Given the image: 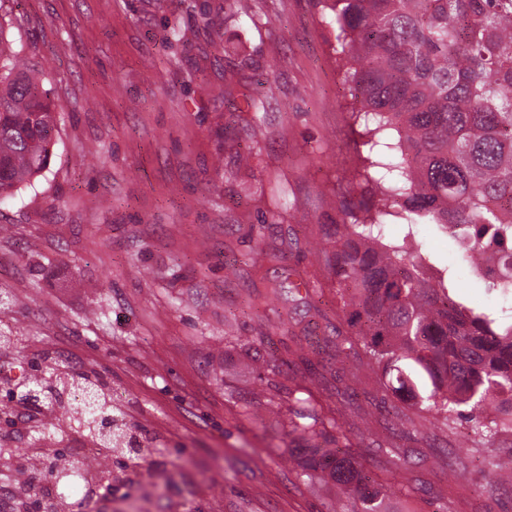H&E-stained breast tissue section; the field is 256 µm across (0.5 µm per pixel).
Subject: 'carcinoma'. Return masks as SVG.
Returning a JSON list of instances; mask_svg holds the SVG:
<instances>
[{
	"mask_svg": "<svg viewBox=\"0 0 512 512\" xmlns=\"http://www.w3.org/2000/svg\"><path fill=\"white\" fill-rule=\"evenodd\" d=\"M333 13L336 53L360 109L350 113L368 147L358 183L370 204L333 225L329 258L336 354L366 360L381 387L450 427L472 422L471 443L512 432V307L475 310L427 275L414 229L435 226L487 290L512 301V0H320ZM23 40L0 24V197L36 181L53 155L56 108L26 65ZM397 133L392 138L390 131ZM389 217L405 228L384 239ZM288 437L302 478L320 477L354 499L352 512H386L343 427L341 414L308 387L288 389ZM74 414L112 447L122 443L84 389ZM326 440L336 445L321 447ZM383 469L408 463L384 450ZM490 497L503 476L496 449L484 456Z\"/></svg>",
	"mask_w": 512,
	"mask_h": 512,
	"instance_id": "1",
	"label": "carcinoma"
}]
</instances>
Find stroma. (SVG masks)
Instances as JSON below:
<instances>
[{
    "label": "stroma",
    "mask_w": 512,
    "mask_h": 512,
    "mask_svg": "<svg viewBox=\"0 0 512 512\" xmlns=\"http://www.w3.org/2000/svg\"><path fill=\"white\" fill-rule=\"evenodd\" d=\"M223 9L0 0L58 111L48 170L0 205V512H45L46 495L60 512H345L335 484L298 478L277 410L285 388L341 381L359 394L343 416L353 443L413 451L390 473L361 459L387 512H431L450 493L461 512H512V485L476 492L467 422L384 426L374 376L316 346L340 323L322 227L357 196L347 170L362 149L336 31L317 0H254L253 18L204 27ZM414 244L470 305L499 306L445 234L422 224ZM255 339L254 361L242 347ZM64 373L102 386L139 452L98 453L61 404L24 415L33 379ZM450 448L471 459L468 485L448 479Z\"/></svg>",
    "instance_id": "stroma-1"
}]
</instances>
